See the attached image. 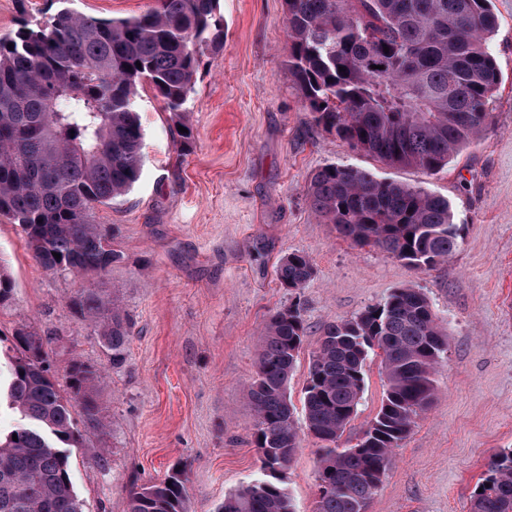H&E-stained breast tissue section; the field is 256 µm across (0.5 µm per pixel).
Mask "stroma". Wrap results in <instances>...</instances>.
I'll use <instances>...</instances> for the list:
<instances>
[{"instance_id": "obj_1", "label": "stroma", "mask_w": 512, "mask_h": 512, "mask_svg": "<svg viewBox=\"0 0 512 512\" xmlns=\"http://www.w3.org/2000/svg\"><path fill=\"white\" fill-rule=\"evenodd\" d=\"M491 51L502 83L493 124L438 173L387 166L315 125L286 67L284 0H220L224 43L205 52L188 101L193 147L151 86L140 88L143 166L131 190L95 209L112 229L120 262L102 277L49 273L19 226L0 217V338L20 325L50 336L57 380L70 363L93 366L102 425L73 417L71 451L83 512H128L129 492L181 466L188 512H217L226 495L261 474L257 418L247 396L259 340L278 310L301 304L307 336L291 377L294 407L326 324L354 317L395 288L429 299L448 333L437 397L395 451L367 512H469L490 457L512 448V0H493ZM352 165L448 198L464 239L444 264L415 270L358 246L310 207L312 174ZM315 267L300 293L279 287L280 257ZM90 288L134 321L122 368H113L94 323L69 300ZM386 388L379 358L367 362L357 416L341 446L355 444ZM319 445L303 436L286 470L296 512H314Z\"/></svg>"}]
</instances>
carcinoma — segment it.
<instances>
[{
	"label": "carcinoma",
	"mask_w": 512,
	"mask_h": 512,
	"mask_svg": "<svg viewBox=\"0 0 512 512\" xmlns=\"http://www.w3.org/2000/svg\"><path fill=\"white\" fill-rule=\"evenodd\" d=\"M58 2L62 7L39 19L21 15L17 29L0 37V216L21 228L44 270L101 276L120 255L93 209L123 197L140 176L138 88L151 85L176 124L188 127L201 57L220 48L224 21L219 0H154L130 19ZM284 5L288 71L323 130L389 166L436 172L492 126L489 105L501 72L490 49L497 27L491 0ZM308 196L340 234L417 269L446 262L462 240L447 198L366 169L324 166L311 177ZM313 276L305 254L284 255L276 266L290 293ZM70 308L98 325L112 365L123 364L133 335L128 315L90 288ZM306 331L298 304L264 327L248 387L262 476L225 496L218 512H295L283 477L301 443L288 383ZM48 344L27 327L13 333L4 395L21 423L0 435V512L81 508L70 469L80 437L73 408L79 403L89 423H102L90 392L96 369L72 363L61 388ZM447 352L448 335L416 288H396L324 328L303 393L305 428L321 443L315 512H367L394 450L431 405ZM372 355L386 376L380 408L361 441L340 450ZM478 487L470 512H512V449L490 459ZM188 501L185 471L176 466L132 491L129 512H188Z\"/></svg>",
	"instance_id": "1"
}]
</instances>
